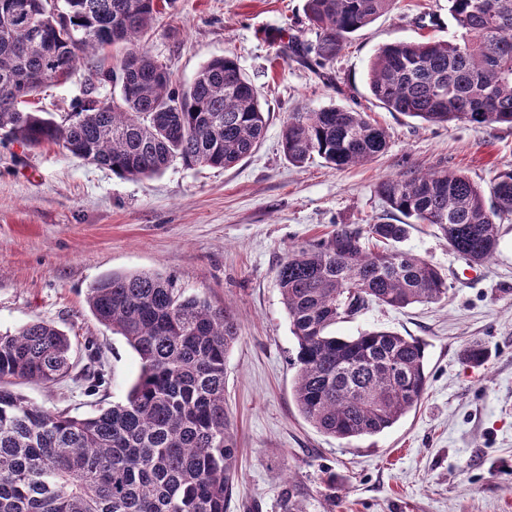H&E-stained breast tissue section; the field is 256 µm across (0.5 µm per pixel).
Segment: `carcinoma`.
Here are the masks:
<instances>
[{
  "mask_svg": "<svg viewBox=\"0 0 512 512\" xmlns=\"http://www.w3.org/2000/svg\"><path fill=\"white\" fill-rule=\"evenodd\" d=\"M160 0H0V133L25 148L55 144L124 178L184 166L229 167L250 155L267 121L257 88L230 56L205 63L185 87L172 85L145 38ZM395 0H305L314 54L323 67L348 39L388 13ZM459 34L396 40L376 49L372 97L391 112L434 125L512 127V0H448ZM117 31L115 54L88 68L85 97L61 118L30 111L28 98L104 54L99 34ZM107 84L119 95L99 96ZM289 162L317 158L340 170L387 147L365 113L328 106L296 112L281 129ZM376 192L397 223L341 224L316 244L288 252L277 269L297 341L299 411L339 440L392 427L427 390L425 344L373 329L338 336L337 323L370 304L395 310L448 297V282L423 258L399 248L415 224H433L459 257L484 264L499 223L512 216V171L488 188L447 169L390 175ZM93 317L122 336L140 370L125 399L87 417L45 408L10 389L16 379L52 386L69 378L87 397L108 384L98 355L73 372V342L36 320L0 333V512H224L238 448L224 403L226 361L238 325L226 306L188 295L160 272L112 273L87 290ZM283 512H305L298 486L282 492Z\"/></svg>",
  "mask_w": 512,
  "mask_h": 512,
  "instance_id": "1",
  "label": "carcinoma"
}]
</instances>
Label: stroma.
Returning <instances> with one entry per match:
<instances>
[{
  "label": "stroma",
  "mask_w": 512,
  "mask_h": 512,
  "mask_svg": "<svg viewBox=\"0 0 512 512\" xmlns=\"http://www.w3.org/2000/svg\"><path fill=\"white\" fill-rule=\"evenodd\" d=\"M305 0H170L146 45L189 84L209 60L230 55L261 93L263 140L236 165L172 163L153 178L124 179L55 145L0 143V333L45 320L93 340L109 383L101 404L70 379L14 391L84 417L124 400L139 360L86 304L103 275L160 272L187 293L232 310L239 339L227 363L225 399L239 448L226 512H281L295 481L306 512H512V220L486 264L457 256L443 233L414 225L402 247L438 268L448 296L401 310L370 305L338 323L337 335L386 329L421 339L429 381L416 411L382 433L339 440L319 432L293 398L297 342L276 280L289 250L317 243L340 224H372L388 209L386 176L447 168L488 187L512 170V127L433 125L390 112L371 96L367 72L379 45L445 40L455 30L448 0H396L353 34L327 77L281 52L280 32L315 40ZM426 27H418V18ZM86 67L51 83L31 109L67 112L83 96ZM330 105L367 112L388 146L341 170L297 167L280 143L295 112ZM480 364L465 360L471 345ZM336 498L325 496L328 481Z\"/></svg>",
  "instance_id": "1"
}]
</instances>
